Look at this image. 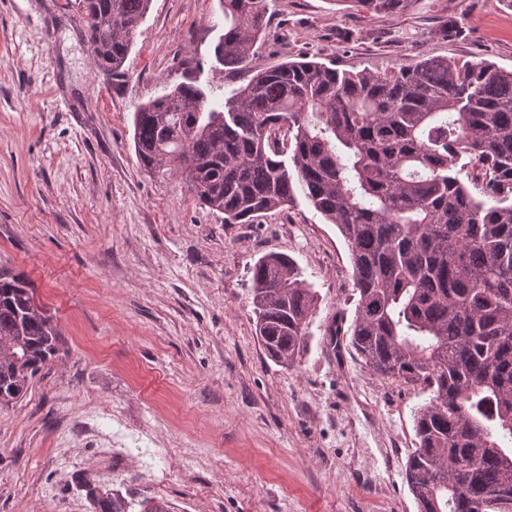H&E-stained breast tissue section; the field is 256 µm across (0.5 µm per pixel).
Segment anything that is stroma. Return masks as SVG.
I'll list each match as a JSON object with an SVG mask.
<instances>
[{"label":"stroma","mask_w":512,"mask_h":512,"mask_svg":"<svg viewBox=\"0 0 512 512\" xmlns=\"http://www.w3.org/2000/svg\"><path fill=\"white\" fill-rule=\"evenodd\" d=\"M458 30L445 31L446 17ZM219 0H152L123 66L99 70L78 0H0V270L59 330L27 394L0 407V512H417L402 476L429 394L379 379L330 330L350 325V254L304 194L225 223L179 177L140 168L137 108L197 80L209 98L308 56L379 72L423 56L512 71L501 0H416L370 16L345 0H269L246 68L213 53ZM288 254L319 295L285 368L255 336L252 268Z\"/></svg>","instance_id":"1"}]
</instances>
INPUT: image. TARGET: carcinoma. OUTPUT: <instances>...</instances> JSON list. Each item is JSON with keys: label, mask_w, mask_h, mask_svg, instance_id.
Listing matches in <instances>:
<instances>
[{"label": "carcinoma", "mask_w": 512, "mask_h": 512, "mask_svg": "<svg viewBox=\"0 0 512 512\" xmlns=\"http://www.w3.org/2000/svg\"><path fill=\"white\" fill-rule=\"evenodd\" d=\"M345 2L393 15L415 0ZM150 3L79 0L100 69L121 74ZM220 4L215 55L244 67L268 0ZM134 149L145 171L181 173L226 224L284 210L301 189L350 252L349 345L380 379L430 392L406 463L418 512H472L512 491V72L429 56L391 74L282 62L221 102L194 81L165 90L135 112ZM252 272L256 335L291 367L317 294L285 254ZM57 353L52 316L1 271L0 405ZM97 505L129 509L117 495Z\"/></svg>", "instance_id": "carcinoma-1"}]
</instances>
